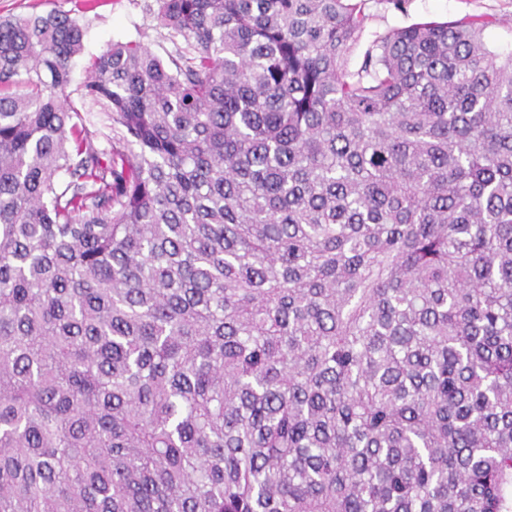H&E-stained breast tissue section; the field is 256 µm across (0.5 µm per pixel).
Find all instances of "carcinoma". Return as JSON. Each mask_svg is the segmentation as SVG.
<instances>
[{"label": "carcinoma", "mask_w": 512, "mask_h": 512, "mask_svg": "<svg viewBox=\"0 0 512 512\" xmlns=\"http://www.w3.org/2000/svg\"><path fill=\"white\" fill-rule=\"evenodd\" d=\"M156 2L0 19V512H512V50ZM156 0H0V16L69 14L84 27V51L71 72L70 90L80 88L89 62L112 43L136 40L167 58L173 44L154 19Z\"/></svg>", "instance_id": "carcinoma-1"}]
</instances>
